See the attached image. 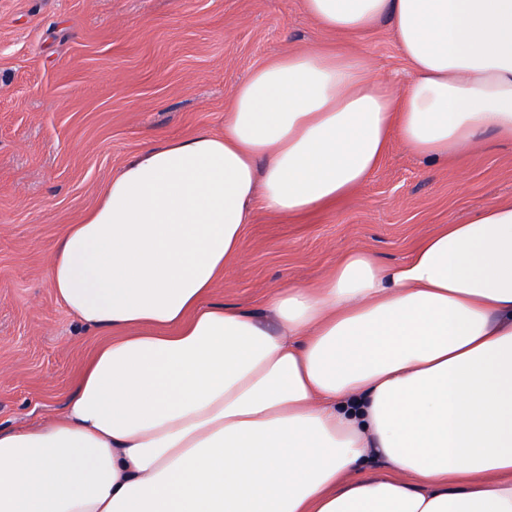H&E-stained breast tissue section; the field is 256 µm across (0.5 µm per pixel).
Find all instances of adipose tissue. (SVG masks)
Listing matches in <instances>:
<instances>
[{
  "label": "adipose tissue",
  "mask_w": 512,
  "mask_h": 512,
  "mask_svg": "<svg viewBox=\"0 0 512 512\" xmlns=\"http://www.w3.org/2000/svg\"><path fill=\"white\" fill-rule=\"evenodd\" d=\"M303 8L346 38L390 20L405 91L352 53L277 55L223 133L113 174L47 267L110 337L61 414L0 427V512H512V200L394 265L347 251L264 318L211 300L256 209L336 205L395 142L432 164L512 143V0Z\"/></svg>",
  "instance_id": "1"
}]
</instances>
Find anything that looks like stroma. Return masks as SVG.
I'll list each match as a JSON object with an SVG mask.
<instances>
[{
  "label": "stroma",
  "instance_id": "35a3bbf8",
  "mask_svg": "<svg viewBox=\"0 0 512 512\" xmlns=\"http://www.w3.org/2000/svg\"><path fill=\"white\" fill-rule=\"evenodd\" d=\"M352 49L402 93L409 66L383 22L346 39L302 0H0V426L61 412L105 340L46 276L65 225L146 144L224 131V105L269 57ZM512 200V143L430 165L392 144L372 179L297 218L257 211L212 300L263 311L273 288L322 278L346 251L404 260L435 225Z\"/></svg>",
  "mask_w": 512,
  "mask_h": 512
}]
</instances>
